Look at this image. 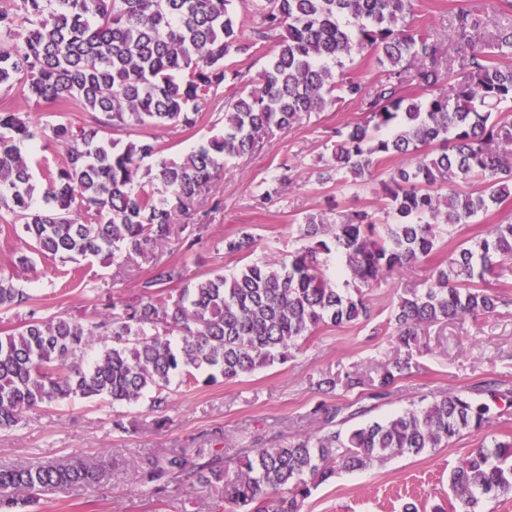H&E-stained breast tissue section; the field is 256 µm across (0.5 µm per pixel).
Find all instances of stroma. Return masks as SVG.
<instances>
[{
  "mask_svg": "<svg viewBox=\"0 0 512 512\" xmlns=\"http://www.w3.org/2000/svg\"><path fill=\"white\" fill-rule=\"evenodd\" d=\"M479 15L482 33L494 32L504 14L495 0H417L416 21L451 26L459 9ZM7 104L30 113L40 125L65 119L86 124L89 115L78 108L58 112L36 104L21 93H11ZM359 106L338 104L303 117L287 131H277L255 153L226 160L222 179L211 193L199 198L189 214L177 215L170 239L131 254L125 266L105 256L94 258L88 269L90 287L70 281L45 263L30 268L16 261L23 245L15 235L0 232V270L13 273L34 298L39 317L93 320L100 300L119 294L135 297L141 282L157 260L175 264L183 280H193L214 269L232 273L243 268L240 257L224 253L225 235L248 228L256 239L255 258L277 256L300 247L299 226L308 216L324 213L327 198L340 208L377 209L376 183L354 189L319 183L314 164L326 153L333 131L359 121ZM224 128V96L216 94L201 107L194 128L135 126L134 140H158L164 158L177 159L202 140ZM295 169L303 174L297 184L278 197L260 202L261 185L272 176ZM220 209H213L215 200ZM512 222V197L470 223L452 238L443 239L429 258L413 266L404 278H390L365 291L369 320L341 327L317 329L293 351L286 362L242 376L233 382L201 383L192 388L172 386L165 412L150 408V398L131 404L101 399L66 401L26 411L17 427L0 433V467H37L83 460L103 470L94 484H75L41 495L21 512H214V492L182 474L165 492L151 494L141 479L140 463L148 456L173 452L195 458L198 451L225 447L271 448L311 433L321 424L316 407L351 404L362 389L346 390L351 377L370 378L395 361H409L407 375L393 395L377 402L370 416L384 419L408 409L420 396L448 389L474 390L484 380H498L512 390V258L501 261L488 288L500 299L489 317H461L422 326L410 344L393 335L387 321L405 284L426 282L437 264L447 261L466 240L486 237L495 225ZM195 233L196 244L186 236ZM335 378L333 394L318 391L319 380ZM512 440V402L498 400L487 432L465 433L448 446L412 456L392 457L360 471H339L329 484L314 489L301 512H403L412 503L418 512H450L448 476L475 448L493 440Z\"/></svg>",
  "mask_w": 512,
  "mask_h": 512,
  "instance_id": "1",
  "label": "stroma"
}]
</instances>
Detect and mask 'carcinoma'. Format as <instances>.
<instances>
[{
    "label": "carcinoma",
    "instance_id": "1",
    "mask_svg": "<svg viewBox=\"0 0 512 512\" xmlns=\"http://www.w3.org/2000/svg\"><path fill=\"white\" fill-rule=\"evenodd\" d=\"M233 0H7L0 6V97L27 90L38 104L70 102L92 124L42 127L27 113L0 108V212L20 226L29 253L85 281L78 264L103 253L121 265L141 243L167 240L173 214L187 211L217 178L224 161L253 153L272 129L288 130L304 115L344 102L363 118L336 131L322 184L364 183L396 156L411 163L387 171L381 212L350 209L300 227L306 244L226 275L212 271L187 282L178 296L168 286L177 267L154 262L136 299H108L93 321L29 320L0 336V431L23 412L71 399L133 403L154 394L167 402L170 386L234 381L284 362L302 337L323 325L370 319L363 290L402 276L453 236L512 196V119L492 111L512 103V26L491 43L480 22L459 13L451 32L414 25L415 0H253L249 35ZM24 29L23 43L16 42ZM264 51L267 62L248 91L226 65L233 56ZM372 57L383 78L369 84L351 72L353 57ZM462 76L454 79L455 70ZM229 86L224 132L179 160L162 159L138 178L140 162L162 153L157 141L122 143L136 125H196L201 105ZM54 143L60 158L44 175L42 208H32L35 185L20 145ZM483 184L459 192L458 181ZM256 246L246 229L224 237V253ZM342 258L343 287L330 283L320 255ZM512 257V224L463 242L434 268L425 288H405L388 324L405 344L423 324L493 314L497 298L482 288L499 262ZM33 296L0 274V310L27 307ZM410 369L396 363L371 383L370 400L392 393ZM341 405L325 412L320 430L276 448L227 455L213 448L193 464L180 453L141 461L155 484L196 468L205 484L224 485L215 512H300L311 489L336 470H365L394 455L440 448L462 432L491 425L492 404L464 389L424 396L385 420L336 425ZM99 474L82 466L0 469V509L13 512L30 496ZM451 512H482L483 501L512 492V443L478 448L448 478Z\"/></svg>",
    "mask_w": 512,
    "mask_h": 512
}]
</instances>
